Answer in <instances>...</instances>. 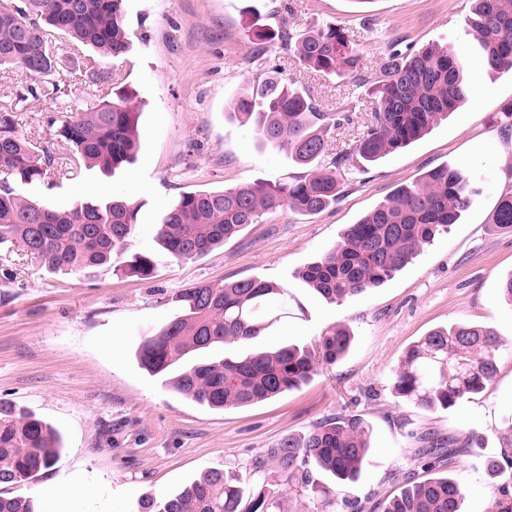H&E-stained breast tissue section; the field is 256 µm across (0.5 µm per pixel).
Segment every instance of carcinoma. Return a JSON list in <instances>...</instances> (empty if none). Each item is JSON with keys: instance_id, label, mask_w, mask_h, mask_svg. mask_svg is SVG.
<instances>
[{"instance_id": "carcinoma-1", "label": "carcinoma", "mask_w": 512, "mask_h": 512, "mask_svg": "<svg viewBox=\"0 0 512 512\" xmlns=\"http://www.w3.org/2000/svg\"><path fill=\"white\" fill-rule=\"evenodd\" d=\"M470 25L489 71L512 68V0H471ZM104 56L127 52L123 0H19L0 8V67H14L9 99L0 100V246L18 244L52 274L91 271L112 265L127 252L139 208L108 198L59 210L39 204L22 188L41 182L51 170L73 180L97 168L115 173L139 150V113L134 95L93 57L82 62L81 81L97 100L53 131L70 146L62 160L38 147L17 129V113L64 89L49 91L41 79L65 70L71 56L56 46L55 34ZM262 46L278 47L298 65L324 75L350 79L364 89L372 107L355 146V155L336 150L331 130L353 124L349 110L323 112L310 90L280 72L257 78L232 105L233 117L252 128L261 149L282 151L302 175L285 182L254 181L220 191L184 192L158 225L159 245L179 260L206 255L235 237L265 213L317 214L335 204L340 180L351 162L365 164L417 141L471 95L464 62L448 46L418 50L399 40L382 55L374 72L360 64L348 31L329 24L294 31L248 27ZM479 195V186L461 167L443 165L425 173L344 230L340 240L298 271L307 288L338 302L376 288L448 231ZM491 223L512 232V192L503 194ZM152 260L134 254L123 273L147 277ZM182 314L146 337L135 352L149 375L196 404L213 410L261 403L308 381L319 365L334 364L348 351L352 336L332 328L315 345L285 343L273 351L243 358L204 353L226 344L254 341L290 316L294 295L287 286L255 278L202 282L179 294ZM503 339L486 326L453 324L436 328L405 352L392 373L396 397L425 410L448 409L484 391L497 374L496 353ZM370 427L356 416L319 422L300 435L283 438L254 467L257 482L247 490L220 470H207L183 491L147 504V512H275L283 491L312 496L326 508L335 504L336 484L360 479L371 453ZM500 455L488 459L490 474L512 476V415L500 432ZM61 440L43 420L0 402V485H27L50 468ZM464 487L450 476L420 480L407 475L381 512H461ZM0 512H39L24 495L0 491Z\"/></svg>"}]
</instances>
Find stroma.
<instances>
[{
    "mask_svg": "<svg viewBox=\"0 0 512 512\" xmlns=\"http://www.w3.org/2000/svg\"><path fill=\"white\" fill-rule=\"evenodd\" d=\"M470 0H124L128 52L103 58L135 97L140 150L134 164L108 177L84 171L75 180L27 186L26 196L59 209L101 197L140 206L132 240L152 257V277H117L111 267L89 277L57 276L11 255L0 275V401L34 413L55 428L63 448L24 495L41 512H141L181 492L203 471L248 480L252 463L282 437L334 415L357 414L371 426L373 451L357 482L338 486L332 512L355 503L372 512L411 470L417 433L484 438L481 452L433 461L430 476L465 487L463 512H496L512 502V484L491 478L485 457L499 454V431L512 414V309L499 300L512 274V233L490 222L499 198L512 192V70L489 73L471 34ZM298 31L339 24L353 32L365 69L398 38L422 47L449 44L464 61L472 88L448 119L368 172L342 176L336 204L316 215H263L223 248L179 261L156 241L158 223L181 193L220 190L298 174L284 154L258 149L252 131L230 115L257 77L283 68L312 89L323 111L348 106L349 81L307 72L280 51L258 55L246 18ZM66 93L19 112V131L56 156L69 146L50 120L88 112L96 102L78 68L44 79ZM443 165L466 167L481 193L459 223L420 251L379 287L338 303L314 296L298 270L339 241L350 224L398 187ZM245 278L287 285L302 310L269 335L224 347L228 357L285 342L314 343L341 325L350 351L281 397L242 408L210 410L167 390L143 371L135 351L146 336L180 315L181 291L201 281ZM473 323L494 329L506 345L486 391L449 409L424 411L397 399L391 372L413 342L439 327Z\"/></svg>",
    "mask_w": 512,
    "mask_h": 512,
    "instance_id": "stroma-1",
    "label": "stroma"
}]
</instances>
